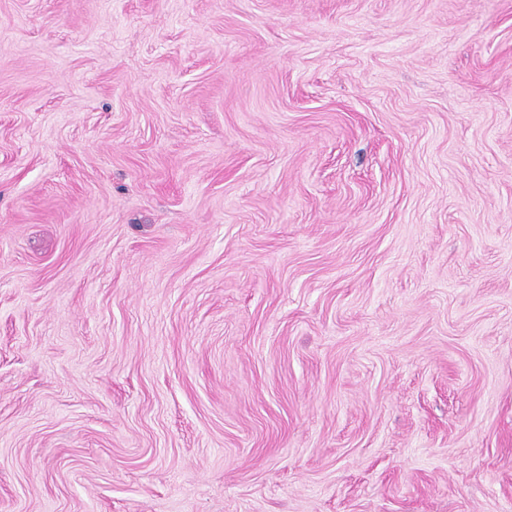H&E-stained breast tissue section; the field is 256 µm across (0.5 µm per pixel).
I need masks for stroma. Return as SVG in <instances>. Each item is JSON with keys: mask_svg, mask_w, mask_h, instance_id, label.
Segmentation results:
<instances>
[{"mask_svg": "<svg viewBox=\"0 0 512 512\" xmlns=\"http://www.w3.org/2000/svg\"><path fill=\"white\" fill-rule=\"evenodd\" d=\"M0 512H512V0H0Z\"/></svg>", "mask_w": 512, "mask_h": 512, "instance_id": "obj_1", "label": "stroma"}]
</instances>
